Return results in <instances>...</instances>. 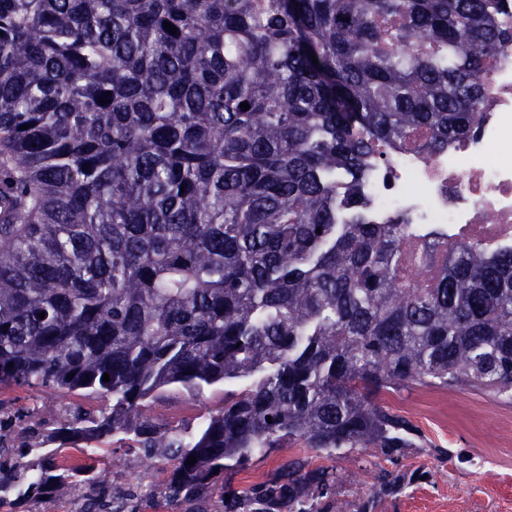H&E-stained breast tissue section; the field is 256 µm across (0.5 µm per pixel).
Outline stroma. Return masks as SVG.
Masks as SVG:
<instances>
[{
    "label": "stroma",
    "instance_id": "1",
    "mask_svg": "<svg viewBox=\"0 0 512 512\" xmlns=\"http://www.w3.org/2000/svg\"><path fill=\"white\" fill-rule=\"evenodd\" d=\"M245 381L232 380L187 391L172 388L154 405L157 422L197 432L227 396ZM379 402L413 428L411 448L386 455L377 448H347L330 455L303 440L255 452L246 464L224 471L225 491L243 496L273 481L293 461L321 468L333 482L330 496L314 501L316 512H512V399L490 389L410 385ZM101 479L127 491L139 512H172L160 492L169 463L113 441L96 461ZM394 480L393 493L378 495L380 476Z\"/></svg>",
    "mask_w": 512,
    "mask_h": 512
}]
</instances>
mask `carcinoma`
<instances>
[{"instance_id": "1", "label": "carcinoma", "mask_w": 512, "mask_h": 512, "mask_svg": "<svg viewBox=\"0 0 512 512\" xmlns=\"http://www.w3.org/2000/svg\"><path fill=\"white\" fill-rule=\"evenodd\" d=\"M509 43L494 0H0V389L104 399L0 400L44 450L0 435V492L81 476L77 512H116L59 453L122 434L173 462L168 503L207 512L228 463L286 440L411 447L385 391L512 393V248L415 253L363 201L382 145L473 131ZM407 257L434 275L410 286ZM250 378L194 434L150 414L171 386ZM330 492L296 462L224 512ZM0 399H10L16 403V407L24 405H32L33 401L40 405L48 404L54 406H65L67 404L81 403L83 405H96L101 399L83 398L78 396H63L58 392L37 391V390H4L2 395L0 391Z\"/></svg>"}]
</instances>
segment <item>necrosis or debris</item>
Here are the masks:
<instances>
[{"mask_svg":"<svg viewBox=\"0 0 512 512\" xmlns=\"http://www.w3.org/2000/svg\"><path fill=\"white\" fill-rule=\"evenodd\" d=\"M485 68L487 97L468 137L434 153L422 139L391 144L368 164L363 191L373 223L402 220L421 246H512V46Z\"/></svg>","mask_w":512,"mask_h":512,"instance_id":"1","label":"necrosis or debris"}]
</instances>
